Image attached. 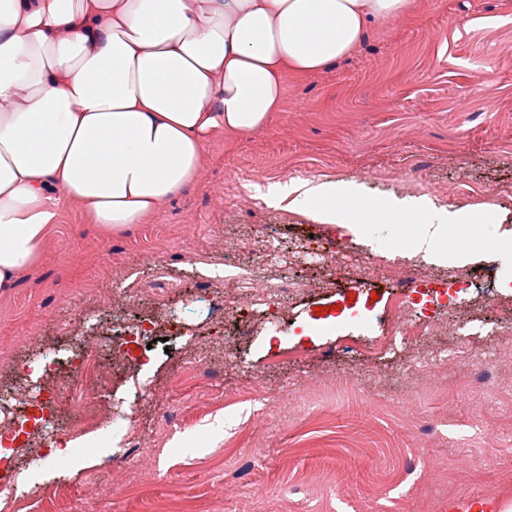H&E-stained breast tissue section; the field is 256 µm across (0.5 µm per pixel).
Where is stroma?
<instances>
[{
	"mask_svg": "<svg viewBox=\"0 0 512 512\" xmlns=\"http://www.w3.org/2000/svg\"><path fill=\"white\" fill-rule=\"evenodd\" d=\"M412 2L324 70L288 74L264 127L214 132L199 176L159 212L107 234L77 204L62 206L28 276L0 294V386L15 379L8 356L97 345L99 391L135 420L141 446L82 441L69 451L76 464L41 482L52 460L18 437L0 458L12 481L0 512H448L468 499L512 512V355L496 337L512 318V262L487 254L512 242V0ZM304 180L353 182L406 210L349 209L325 224L293 196L268 203L273 186ZM419 205L433 221L492 213L448 228L449 250L484 253L476 286L449 308L412 307L417 322L447 318L448 332L371 359L342 338L389 327L395 289L375 263L424 256ZM251 268L322 286L273 308V331L261 313L221 319L200 278ZM362 272L377 298L361 322L317 315L343 304ZM160 274L178 288H138ZM481 289L499 300L472 323ZM158 307L180 336L152 343L124 374L119 344L82 332L91 318ZM466 365L497 369L494 383L466 388ZM168 405L180 429L162 420ZM427 423L436 435H422ZM109 459L126 493L88 499Z\"/></svg>",
	"mask_w": 512,
	"mask_h": 512,
	"instance_id": "35a3bbf8",
	"label": "stroma"
}]
</instances>
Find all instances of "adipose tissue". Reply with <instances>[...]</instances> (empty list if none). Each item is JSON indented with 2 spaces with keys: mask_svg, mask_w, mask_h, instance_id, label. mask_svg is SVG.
Listing matches in <instances>:
<instances>
[{
  "mask_svg": "<svg viewBox=\"0 0 512 512\" xmlns=\"http://www.w3.org/2000/svg\"><path fill=\"white\" fill-rule=\"evenodd\" d=\"M410 0H0V292L33 267L62 199L107 233L160 210L210 135H247L283 77L351 53ZM335 222L356 185H301Z\"/></svg>",
  "mask_w": 512,
  "mask_h": 512,
  "instance_id": "ef3b65f1",
  "label": "adipose tissue"
}]
</instances>
